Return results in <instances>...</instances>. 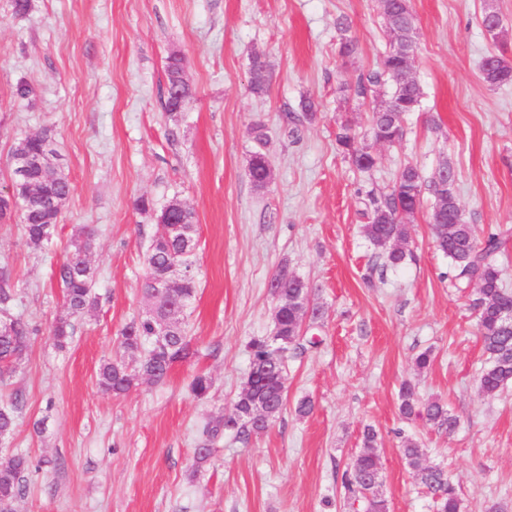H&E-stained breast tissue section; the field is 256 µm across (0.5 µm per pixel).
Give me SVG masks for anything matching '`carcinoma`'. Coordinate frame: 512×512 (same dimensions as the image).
I'll return each instance as SVG.
<instances>
[{
    "instance_id": "1",
    "label": "carcinoma",
    "mask_w": 512,
    "mask_h": 512,
    "mask_svg": "<svg viewBox=\"0 0 512 512\" xmlns=\"http://www.w3.org/2000/svg\"><path fill=\"white\" fill-rule=\"evenodd\" d=\"M379 7L390 22L394 39L381 68L360 79L355 94L366 98L372 88L385 82L392 83L393 91L389 97L374 106L371 125L373 134H383L396 141L402 136L403 116L415 111L423 97L421 86L415 81L406 80L403 74L404 56L413 49L415 16L409 0H379ZM487 59L488 63L482 66V76L488 85L512 82L511 63L498 55H489ZM251 62L254 66L250 71L249 88L255 94H262L269 81L266 61L262 54L256 53L251 57ZM336 141L357 169L365 171L375 166L376 157L359 146L348 124L339 126ZM11 154H27L35 160L45 161L56 154L54 139L47 131L20 138L15 142ZM47 167L50 174L44 175L41 168L34 164L28 171L27 180L15 183L20 205L29 213V223L24 225V230L26 243L33 249L40 248L54 234L62 218V208L72 191L62 171L50 163ZM270 178L271 169L261 153H254L250 181L261 189ZM426 189L434 197L430 217L433 243L448 258L449 275L459 288L478 285L472 306L476 312L477 330L488 355V364L481 372L479 384L485 395L494 396L512 383V322L508 320L512 311V292L504 288L496 262L502 233L490 228L480 239L472 225L451 223L460 208L455 187L443 193L437 181H426L421 170L412 165L399 173L389 194L379 198L371 196L368 222L363 225V232L374 245L385 249L389 265H402L406 253L397 244L407 239L406 221L419 209ZM176 221L180 225L178 232L170 231L166 224L157 225L146 254L147 274L142 290L152 302L150 314L131 320L119 332L121 345L126 350L136 351L147 342L150 344L148 353L133 368L117 360L103 363L98 372V385L106 393L124 394L142 379L161 383L174 363L192 355L190 340L179 316L195 296V277L183 279L178 287L161 292L153 285L155 277L165 271L171 260L193 264L192 253L186 249V243H196L193 209L182 205ZM94 247L95 230L87 224L75 227L68 254L57 269L66 315L58 319L52 335L61 347L72 336V318L95 305V269L91 266L80 268L71 262L73 256L90 255ZM270 290L275 303L273 336L249 341V371L230 410L204 426L202 445L205 450L195 452L198 464L208 459L210 445L226 432L234 433L242 442L248 441L256 433L253 420L258 405L265 406L268 423L286 405L288 352L297 349L305 320H318L321 313L317 307L311 310L298 308V299L308 292V286L288 269L286 263L274 274ZM15 295L9 277L0 272V314L3 315L0 319L1 387L7 385L20 365L31 336L36 331L29 321L11 315L10 307ZM211 389L212 381L206 375H198L191 382V391L198 399L208 398ZM18 408L16 399L0 405L1 441L12 434ZM399 410L407 419L419 418L448 431L456 424L455 417L441 400L420 401L415 387L409 382L403 383L400 388ZM376 441V431L371 427L365 428L363 449L342 473L344 505L354 512H389L388 502L378 490L380 461L375 453ZM422 455V448L416 440L408 437L403 441V459L417 471L421 484L434 501L436 512H462V502L444 471L435 466L422 465ZM29 468V459L24 455H15L7 462L0 463V512H14V504L23 494Z\"/></svg>"
}]
</instances>
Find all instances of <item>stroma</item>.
Segmentation results:
<instances>
[{
  "instance_id": "obj_1",
  "label": "stroma",
  "mask_w": 512,
  "mask_h": 512,
  "mask_svg": "<svg viewBox=\"0 0 512 512\" xmlns=\"http://www.w3.org/2000/svg\"><path fill=\"white\" fill-rule=\"evenodd\" d=\"M410 4L411 74L423 98L405 114L402 139L379 144L369 116L391 85L365 99L353 93L390 46L377 0H31L23 16L0 0V190L12 179L14 142L46 130L72 184L43 248L28 247L21 220L0 223L11 313L37 328L0 388V403L20 401L0 462H31L15 512H344L341 475L368 426L390 512H434L402 457L407 437L420 442L424 464L447 473L463 512H512V386L494 396L479 389L486 356L473 291L451 282L434 247L432 196L408 222L400 267L387 266L362 229L369 194L390 192L405 165L428 180L452 166L466 222L504 233L498 264L512 289V82L491 88L480 73L488 54L512 61V0ZM488 9L501 18L499 34L481 25ZM342 16L357 43L350 57L339 52ZM255 53L272 74L260 95L249 89ZM175 54L195 94L170 113ZM22 79L33 88L25 99L14 93ZM345 120L376 155L372 169H356L337 145ZM257 123L273 173L261 190L247 175ZM141 196L153 211L135 209ZM174 198L197 217V290L181 317L195 353L164 382L115 397L100 391L98 370L140 359L118 333L147 310L154 212ZM81 224L96 234V303L61 347L51 334L66 313L55 270ZM283 263L322 312L321 343L292 352L286 405L265 432L246 443L224 434L195 464L203 425L230 408L247 375L248 342L273 333L269 285ZM427 349L433 361L416 371ZM201 373L213 382L203 400L190 391ZM405 381L420 399L445 402L455 428L402 418ZM305 397L314 410L302 417L295 407Z\"/></svg>"
}]
</instances>
